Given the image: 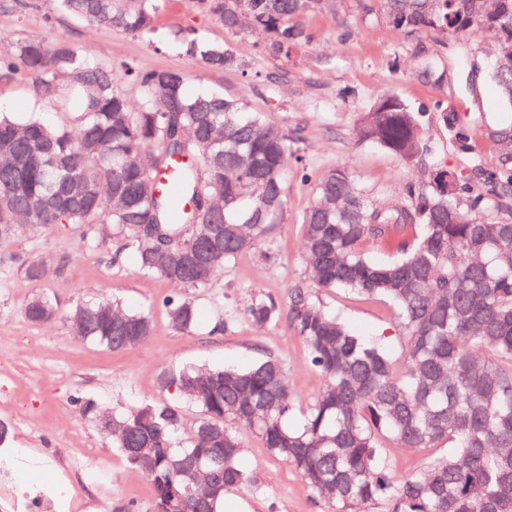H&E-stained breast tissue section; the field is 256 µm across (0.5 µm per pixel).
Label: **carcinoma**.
<instances>
[{"label": "carcinoma", "instance_id": "obj_1", "mask_svg": "<svg viewBox=\"0 0 512 512\" xmlns=\"http://www.w3.org/2000/svg\"><path fill=\"white\" fill-rule=\"evenodd\" d=\"M55 2L65 15L149 41L163 7V0ZM323 2L191 0L227 32L264 30L266 49L286 58L311 40L298 18ZM358 4L363 17L378 16L415 38L416 56L455 39L451 69L427 66L417 74L436 88L454 83V96L416 107L387 93L365 113L359 135L413 164L431 151L424 117L432 112L448 145L467 155L455 171L456 193L441 190L439 166L410 194L411 204H371L338 167L321 175L316 200L301 218L314 285L391 305L403 353L394 357L383 336L357 335L307 286L292 288L283 305L254 296L247 319L269 327L286 322L324 386L297 406L285 362L272 354L242 368L162 372L159 390L178 392L199 412L191 438L179 434L184 410L177 402H146L111 418L112 447L151 481L149 512H196L176 470L192 452L219 472L206 512H217L233 489L258 491L239 465L241 429L260 436L270 455L295 469L335 512L365 505L383 512H512V124L483 116L473 80L479 73L492 83L501 109L512 112V0ZM474 25L491 36L488 63L463 42ZM422 33L436 36L434 44L420 40ZM177 43L207 70L244 67L230 46L194 31ZM17 56L39 78L34 93L62 89V106L77 122L52 125L38 112L0 113V240L72 224L101 242L121 238L142 275L200 290L282 223L284 172L300 138L261 113L222 92L188 93L180 71L142 75L127 65L123 76L141 89L142 104L134 109L117 89L115 71L67 42L49 48L24 41ZM186 150L201 164L192 160L181 170L180 193L190 204L201 189L204 200L174 221L171 199L149 192L148 175ZM369 239L388 241L395 256L370 258L363 250ZM81 307L83 340L100 348L127 350L154 333L148 308L126 311L117 299ZM24 313L39 324L55 318V306L36 297ZM166 313L182 333L198 326L188 296L168 300ZM389 445L415 451L446 445L452 452L398 474L387 459Z\"/></svg>", "mask_w": 512, "mask_h": 512}]
</instances>
